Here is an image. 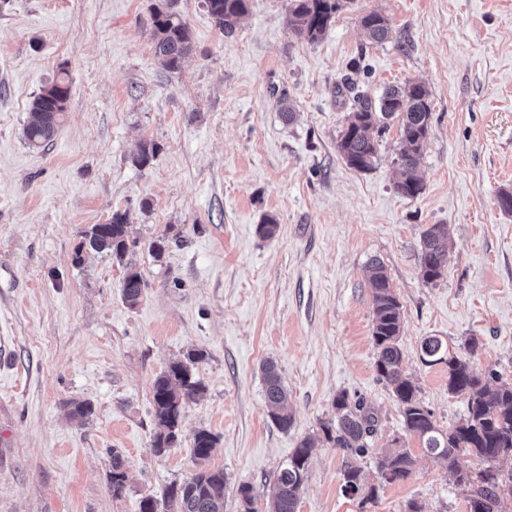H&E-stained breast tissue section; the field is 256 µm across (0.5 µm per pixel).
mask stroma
<instances>
[{
    "mask_svg": "<svg viewBox=\"0 0 512 512\" xmlns=\"http://www.w3.org/2000/svg\"><path fill=\"white\" fill-rule=\"evenodd\" d=\"M161 3L0 0V512H140L195 472L198 429L217 438L209 464L224 472V512H242L244 485L264 502L307 436L317 444L297 512H364L342 490L344 451L319 438L341 392L378 417L356 460L367 482L393 441L417 458L365 512H467L469 488L406 433L377 377L367 268H386L403 369L440 428L463 418L467 397L449 393L445 364L422 362L424 337L482 379L512 381V211L499 204L512 193V0H346L314 44L291 31L289 0H249L230 35L203 0H176L192 51L175 73L152 47ZM371 11L388 17V41L362 30ZM63 74L64 121L30 148L29 104ZM345 81L375 101L408 82L428 88L418 196L394 189L397 121L377 135L369 170L338 154ZM145 142L158 152L139 168ZM116 211L139 242L146 288L133 307L111 257L74 262L83 231ZM267 216L279 225L270 239L258 232ZM433 224L447 225L450 257L428 284L420 246ZM160 236L170 247L157 259L148 246ZM192 351L205 390L177 444L155 453L153 382ZM267 362L288 390L286 431L268 414ZM77 402L90 403L86 420L70 418ZM116 450L128 461L118 498ZM127 460L121 451L112 453V472L110 476L113 497H121L127 486Z\"/></svg>",
    "mask_w": 512,
    "mask_h": 512,
    "instance_id": "stroma-1",
    "label": "stroma"
}]
</instances>
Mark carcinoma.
Listing matches in <instances>:
<instances>
[{
  "label": "carcinoma",
  "mask_w": 512,
  "mask_h": 512,
  "mask_svg": "<svg viewBox=\"0 0 512 512\" xmlns=\"http://www.w3.org/2000/svg\"><path fill=\"white\" fill-rule=\"evenodd\" d=\"M208 14L225 33L235 30L236 23L248 10V0H204ZM340 0H290L289 24L296 36L308 43L323 38ZM360 24L369 38L381 43L389 38V19L378 11L365 14ZM154 56L170 72L181 69L191 52L186 22L174 11L172 0L152 14ZM70 95L69 81L62 77L40 89L29 109L24 138L33 148L47 146L55 137ZM357 110L349 113L340 131L337 150L346 164L358 171L372 166L376 154L373 133L387 128L386 120L398 121L400 150L397 162L400 178L396 190L403 196L415 197L423 191L418 164L423 145L431 127L432 109L429 94L420 83H407L393 88L381 98L375 108L367 100L358 101ZM127 213L116 211L105 224H92L83 232V240L75 251V264L82 262L84 250L106 253L125 267L122 296L131 307L139 303L145 288L142 273L131 255L138 243L130 239ZM448 266V230L445 224H433L422 235L420 275L426 283L439 279ZM372 288V339L377 350L375 369L380 380L388 385L395 397L406 432L419 439L425 452L447 464L458 485L471 488V499L482 506V512H503V504L512 496V470L498 466L501 459L512 458V382L483 381L475 376L467 361L450 350L437 336H426L420 347L422 361L428 365H448V391L468 395L467 413L455 425L440 428L433 412L418 398L415 383L403 370L404 352L399 339L403 329L401 304L391 286L383 264L370 266ZM202 353L191 351L185 359L175 361L158 375L153 383V448L162 453L173 447L182 434V414L188 401L204 391L195 377L194 364ZM265 399L272 422L286 431L293 424L288 413V392L272 364L262 369ZM335 420L321 425L324 438L335 447L354 456L367 452V438L375 433L377 417L361 402H349L341 392L334 401ZM217 438L205 429L192 433V453L196 472L179 485L164 492V502L175 505L172 512H224V471L208 466ZM314 441L303 439L288 464L277 473L273 489L268 493L264 512H297ZM470 455L481 462L478 469L465 468L460 458ZM415 460L401 446L381 456L376 462L379 482H363L362 470L346 464L343 472V492L360 497V505L374 503L378 489L385 484L407 480L413 473ZM112 496L123 495L127 486V460L121 451L112 449L110 476Z\"/></svg>",
  "instance_id": "obj_1"
}]
</instances>
